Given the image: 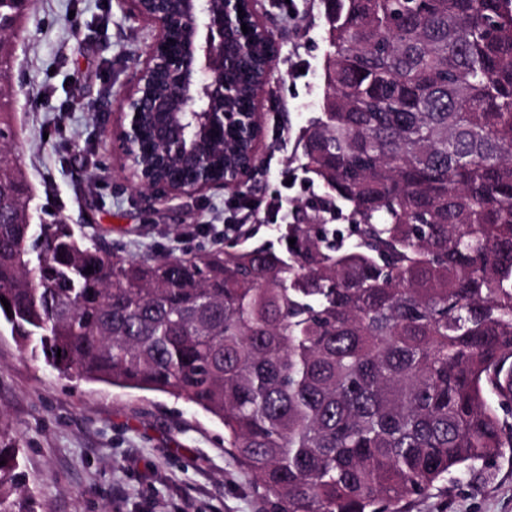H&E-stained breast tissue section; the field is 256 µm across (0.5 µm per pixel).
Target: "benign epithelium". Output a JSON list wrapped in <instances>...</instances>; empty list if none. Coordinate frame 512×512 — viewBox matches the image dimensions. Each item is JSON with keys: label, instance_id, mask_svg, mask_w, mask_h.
<instances>
[{"label": "benign epithelium", "instance_id": "obj_1", "mask_svg": "<svg viewBox=\"0 0 512 512\" xmlns=\"http://www.w3.org/2000/svg\"><path fill=\"white\" fill-rule=\"evenodd\" d=\"M152 0V9H141L142 0H127L132 15L145 20L158 31L150 46L146 62L132 91L121 103L120 124L112 131V147L129 160L134 140L139 134L140 119L136 115L154 113L159 119V131L168 150L197 169L196 181L190 185L155 183V197L196 193L211 189L238 188L251 179L258 166V146L261 139V113L230 112L224 101L233 96L234 87L228 76L238 61V6L251 4L252 24L256 34L274 46L276 36L260 10L258 0H222L214 10L210 0ZM183 32L180 49L172 54L168 45L173 24ZM161 72L166 77L164 95L149 91L152 76ZM248 126L252 131L250 161L221 180L213 178L208 158L199 149L185 151L182 139L186 129L199 136V144L215 142L217 134L230 126Z\"/></svg>", "mask_w": 512, "mask_h": 512}]
</instances>
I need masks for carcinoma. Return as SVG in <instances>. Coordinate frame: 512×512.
I'll list each match as a JSON object with an SVG mask.
<instances>
[{
  "mask_svg": "<svg viewBox=\"0 0 512 512\" xmlns=\"http://www.w3.org/2000/svg\"><path fill=\"white\" fill-rule=\"evenodd\" d=\"M334 2L302 136L324 196L279 250L136 260L56 218L32 233L0 91V323L60 373L219 419L273 512H401L512 448V0ZM22 18L0 0L1 81ZM266 65L248 45L231 107ZM142 146L148 181L187 180L150 113ZM244 148L215 143L214 175Z\"/></svg>",
  "mask_w": 512,
  "mask_h": 512,
  "instance_id": "1",
  "label": "carcinoma"
}]
</instances>
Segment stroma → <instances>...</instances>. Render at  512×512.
<instances>
[{
    "label": "stroma",
    "mask_w": 512,
    "mask_h": 512,
    "mask_svg": "<svg viewBox=\"0 0 512 512\" xmlns=\"http://www.w3.org/2000/svg\"><path fill=\"white\" fill-rule=\"evenodd\" d=\"M267 14L280 45L262 113L258 174L239 191L148 200L112 148L119 105L154 27L124 0H34L8 81L19 151L37 208L126 257H183L224 243L247 219L252 244L277 243L288 206L322 194L300 166V137L320 113L325 41L321 0ZM248 195L243 214L235 203ZM281 198L278 216L267 204ZM0 448L44 512H269L261 488L224 446V426L174 396L61 375L0 329ZM404 512H512V450Z\"/></svg>",
    "instance_id": "obj_1"
}]
</instances>
